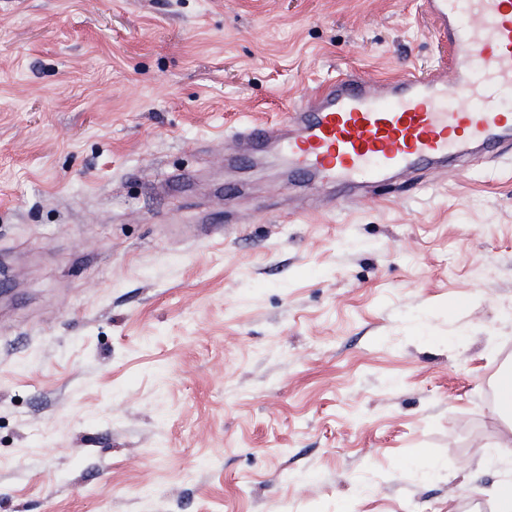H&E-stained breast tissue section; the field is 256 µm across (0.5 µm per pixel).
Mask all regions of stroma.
Returning <instances> with one entry per match:
<instances>
[{"mask_svg":"<svg viewBox=\"0 0 512 512\" xmlns=\"http://www.w3.org/2000/svg\"><path fill=\"white\" fill-rule=\"evenodd\" d=\"M434 28L421 0H0V512H492L512 149L313 210L219 162L320 79L449 64ZM177 168L194 193L154 196Z\"/></svg>","mask_w":512,"mask_h":512,"instance_id":"1","label":"stroma"}]
</instances>
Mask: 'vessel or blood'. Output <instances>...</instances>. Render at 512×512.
<instances>
[{
  "instance_id": "vessel-or-blood-1",
  "label": "vessel or blood",
  "mask_w": 512,
  "mask_h": 512,
  "mask_svg": "<svg viewBox=\"0 0 512 512\" xmlns=\"http://www.w3.org/2000/svg\"><path fill=\"white\" fill-rule=\"evenodd\" d=\"M453 52L448 68L391 81L342 72L284 121L237 129L224 162L275 150L289 177L346 192L388 185L475 153L512 145V0H422ZM466 97L450 104L448 86Z\"/></svg>"
}]
</instances>
